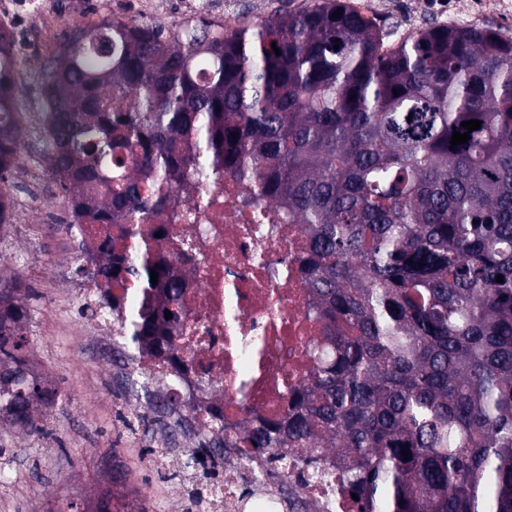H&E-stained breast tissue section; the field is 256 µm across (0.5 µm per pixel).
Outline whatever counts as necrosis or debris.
<instances>
[{"mask_svg": "<svg viewBox=\"0 0 512 512\" xmlns=\"http://www.w3.org/2000/svg\"><path fill=\"white\" fill-rule=\"evenodd\" d=\"M190 192L171 193L164 210L130 241L120 224H81L78 239L111 237L112 251L148 254L164 276L182 281L178 321L149 353L130 358L124 328L142 289L113 284L101 300L95 258L78 252L71 297L80 331L124 357L126 370L163 401L167 423L154 436L153 468L181 467L197 440L219 443L224 468L197 493L190 512H357L335 453L301 448L258 452L248 432L286 422L324 348L327 323L309 286V239L285 201L260 196L256 182L219 173Z\"/></svg>", "mask_w": 512, "mask_h": 512, "instance_id": "obj_1", "label": "necrosis or debris"}]
</instances>
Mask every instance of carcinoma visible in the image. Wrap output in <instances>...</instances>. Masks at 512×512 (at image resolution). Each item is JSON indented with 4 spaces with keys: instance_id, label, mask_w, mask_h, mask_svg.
I'll use <instances>...</instances> for the list:
<instances>
[{
    "instance_id": "cac0c4a2",
    "label": "carcinoma",
    "mask_w": 512,
    "mask_h": 512,
    "mask_svg": "<svg viewBox=\"0 0 512 512\" xmlns=\"http://www.w3.org/2000/svg\"><path fill=\"white\" fill-rule=\"evenodd\" d=\"M212 26L64 31L39 82L70 223L123 219L137 234L189 190L186 162L259 175L310 233L329 335L285 437L254 432L250 447L336 452L359 512H512V39L446 25L388 45L344 0ZM20 67L0 28V224L22 154ZM469 120L481 127L450 148ZM151 269L98 246L104 287L174 301L180 282L154 285ZM24 289L0 277V411L33 429L45 390L29 377ZM163 322L142 302L128 349Z\"/></svg>"
}]
</instances>
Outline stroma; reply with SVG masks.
Returning a JSON list of instances; mask_svg holds the SVG:
<instances>
[{
    "instance_id": "1",
    "label": "stroma",
    "mask_w": 512,
    "mask_h": 512,
    "mask_svg": "<svg viewBox=\"0 0 512 512\" xmlns=\"http://www.w3.org/2000/svg\"><path fill=\"white\" fill-rule=\"evenodd\" d=\"M311 0H14L15 51L27 59L21 89L29 109L41 111L37 66L55 50L64 20L94 21L116 17L127 22L169 25L181 18H203L236 25L284 8L295 12ZM362 15L375 19L395 42L432 25L488 27L512 37V0H348ZM24 149L11 177L18 194H34L39 204L23 211L0 234V273H20L28 288L23 298L28 312V354L68 404L44 411L42 430L27 434L0 425V448L21 472L8 491L14 512H55L62 499L85 504L96 493L101 474L128 472L130 483L144 496L160 484L169 494L145 512H179L182 489L204 488L216 468L197 478L145 467L144 449L128 445L133 430L125 418L126 400L118 369L111 366L93 337L69 336L56 322L64 298L77 276L62 228L68 219L64 198L52 178L41 143L23 132Z\"/></svg>"
}]
</instances>
